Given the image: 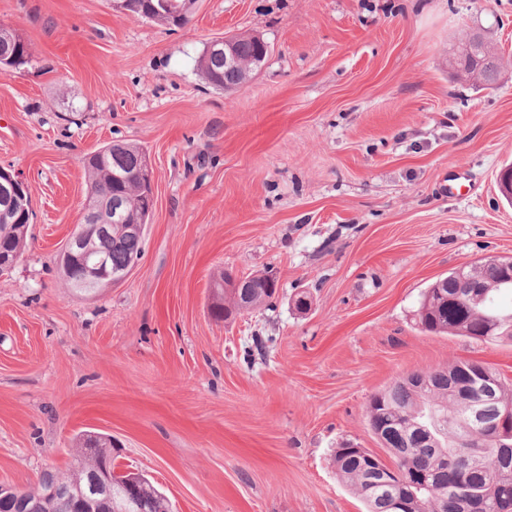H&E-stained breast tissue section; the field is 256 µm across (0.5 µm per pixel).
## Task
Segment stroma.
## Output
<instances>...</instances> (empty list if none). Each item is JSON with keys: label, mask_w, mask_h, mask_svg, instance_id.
I'll return each instance as SVG.
<instances>
[{"label": "stroma", "mask_w": 512, "mask_h": 512, "mask_svg": "<svg viewBox=\"0 0 512 512\" xmlns=\"http://www.w3.org/2000/svg\"><path fill=\"white\" fill-rule=\"evenodd\" d=\"M1 26L32 52L0 72V168L32 217L0 276V482L67 470L94 431L174 512H365L333 455L390 461L373 395L460 358L512 379V342L415 320L448 272L512 257V67L482 89L448 65L475 31L512 60V0H195L181 28L0 0ZM240 33L270 54L213 89L198 58ZM112 141L144 147L156 206L125 281L84 295L58 253ZM268 271L271 306L211 317L214 279Z\"/></svg>", "instance_id": "1"}]
</instances>
